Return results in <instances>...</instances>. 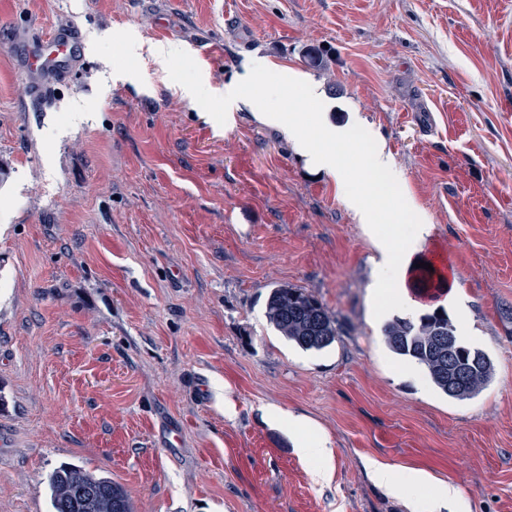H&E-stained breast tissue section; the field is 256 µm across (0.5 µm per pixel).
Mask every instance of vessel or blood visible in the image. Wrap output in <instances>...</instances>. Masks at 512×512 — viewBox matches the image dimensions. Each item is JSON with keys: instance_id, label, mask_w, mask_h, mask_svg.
<instances>
[{"instance_id": "b4317fda", "label": "vessel or blood", "mask_w": 512, "mask_h": 512, "mask_svg": "<svg viewBox=\"0 0 512 512\" xmlns=\"http://www.w3.org/2000/svg\"><path fill=\"white\" fill-rule=\"evenodd\" d=\"M83 51L79 29L68 27L53 31L40 42L26 46L23 54L33 74L45 71L64 74L82 57Z\"/></svg>"}]
</instances>
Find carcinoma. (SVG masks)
<instances>
[{"instance_id":"cac0c4a2","label":"carcinoma","mask_w":512,"mask_h":512,"mask_svg":"<svg viewBox=\"0 0 512 512\" xmlns=\"http://www.w3.org/2000/svg\"><path fill=\"white\" fill-rule=\"evenodd\" d=\"M265 314L274 331L304 350H322L339 334L326 307L301 288L283 285L272 289ZM383 333L393 353L423 367L433 385L453 399H470L491 381L492 364L484 353L459 339L448 345V337L456 331L442 308L416 320L394 318L386 323ZM78 487L93 496L80 501L75 496ZM49 490L52 512H133L120 485L80 465L57 467L50 476Z\"/></svg>"}]
</instances>
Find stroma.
Returning a JSON list of instances; mask_svg holds the SVG:
<instances>
[{
    "mask_svg": "<svg viewBox=\"0 0 512 512\" xmlns=\"http://www.w3.org/2000/svg\"><path fill=\"white\" fill-rule=\"evenodd\" d=\"M70 26L97 43L35 103L19 49ZM128 38L169 46V70ZM259 66L342 132L353 183L389 154L390 204L432 225L468 306L449 319L492 363L476 396L387 347L375 248L335 178L218 102ZM281 285L324 304L335 342L277 335ZM272 408L329 438L328 479ZM370 458L434 482L388 495ZM64 463L134 512H411L438 481L512 512V0H0V512H51Z\"/></svg>",
    "mask_w": 512,
    "mask_h": 512,
    "instance_id": "stroma-1",
    "label": "stroma"
}]
</instances>
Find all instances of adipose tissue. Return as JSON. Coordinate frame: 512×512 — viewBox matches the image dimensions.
<instances>
[{
	"mask_svg": "<svg viewBox=\"0 0 512 512\" xmlns=\"http://www.w3.org/2000/svg\"><path fill=\"white\" fill-rule=\"evenodd\" d=\"M269 86L263 70H255L247 82L228 89L227 99L249 107L256 119L262 122L278 123L296 149L317 167L325 169L334 176L341 189L347 207L352 211L358 223L363 224L378 253L374 262L376 277L371 291L373 313L376 317L389 314L393 305H400L408 311H416L417 301L409 295L415 280L416 265L425 258V245L431 234L430 225L416 221L410 224L396 225L406 242L405 247L395 245L394 238L379 235L375 226L377 214L388 212L389 199L394 188L400 183L401 176L395 172L384 151H376L368 156V168L383 172L386 185L365 181L360 187H351L346 179L344 168L334 144L336 134H323L320 116L298 117L289 110L276 112L267 110L262 99ZM288 425L300 437L299 451L304 458H316L319 462L315 470L317 477L329 474L332 459L330 441L326 436L315 433L309 420L297 415H288ZM368 469L372 480L387 493L402 495L406 486L426 484V476L418 470L400 464L382 463L369 460Z\"/></svg>",
	"mask_w": 512,
	"mask_h": 512,
	"instance_id": "adipose-tissue-1",
	"label": "adipose tissue"
}]
</instances>
